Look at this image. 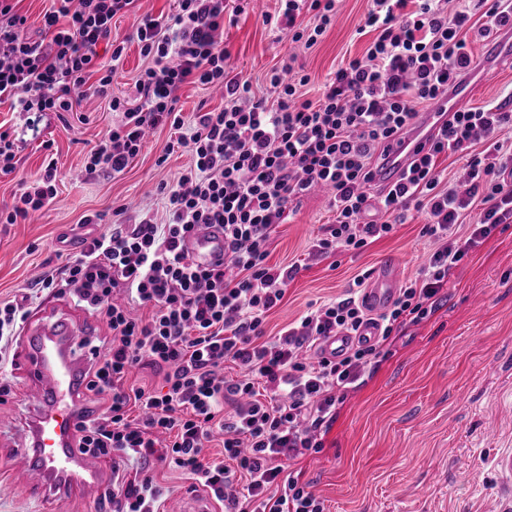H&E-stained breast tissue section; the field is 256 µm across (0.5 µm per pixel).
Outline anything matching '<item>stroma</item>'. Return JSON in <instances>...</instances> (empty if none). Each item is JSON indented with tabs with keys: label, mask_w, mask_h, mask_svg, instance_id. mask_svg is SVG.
<instances>
[{
	"label": "stroma",
	"mask_w": 512,
	"mask_h": 512,
	"mask_svg": "<svg viewBox=\"0 0 512 512\" xmlns=\"http://www.w3.org/2000/svg\"><path fill=\"white\" fill-rule=\"evenodd\" d=\"M238 21L224 27L230 74L250 77L258 91L282 58L295 55L309 81L301 92L316 100L342 61L364 55L371 40L359 28L368 0H341L332 27L311 49L292 44L263 22L276 0H229ZM134 19L114 18L112 36L127 40L123 63L112 79L117 94L131 92L146 59L130 42ZM474 69L466 105L502 106L512 112V60H486L485 40L470 44ZM105 99L87 96L73 111L48 114L37 138L22 143L15 173L0 175V208L12 206L20 180L55 161L57 195L43 212L21 224L0 223V302L32 294L30 312L72 300L40 289L46 275L62 267L85 233V217L111 221L113 208L127 204L162 217L156 188L191 163L189 154H167L168 128L149 132L142 152L118 175L89 173L86 156L111 127ZM51 149H44L43 141ZM328 194L311 191L300 199L287 224L277 228L270 263L306 259L282 302L266 319L265 333L277 335L309 309L335 300L356 276L374 273L385 261L397 266L398 282L413 277L432 245L421 234L424 212L410 211L405 223L359 253L312 255L320 227L332 220ZM8 395L0 397V419L23 422L29 414L27 388L17 367L0 372ZM11 432L0 433V468L12 471L0 486V512H45L24 485L26 455ZM512 450V223L497 227L469 259L448 274L437 311L402 328L387 358L357 390L348 392L320 452L300 465L304 481L323 500L326 512H512L493 456Z\"/></svg>",
	"instance_id": "1"
}]
</instances>
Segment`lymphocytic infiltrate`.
Segmentation results:
<instances>
[{
	"instance_id": "obj_1",
	"label": "lymphocytic infiltrate",
	"mask_w": 512,
	"mask_h": 512,
	"mask_svg": "<svg viewBox=\"0 0 512 512\" xmlns=\"http://www.w3.org/2000/svg\"><path fill=\"white\" fill-rule=\"evenodd\" d=\"M51 2L34 39L27 17L12 0H0V104L69 112L81 96L108 99L117 119L89 150L90 173H122L147 131L161 126L172 133L168 152L192 158L158 187L164 223L118 207L108 230L85 237L80 254L43 281L76 297L108 329L87 343L85 396L99 413L79 438L112 461L102 512H158L157 462L208 489L225 512H324L293 461L320 452V435L347 390L387 357L392 336L435 313L449 271L498 225L512 223V113L495 107L453 112L396 183H373L385 143L415 122L419 105L446 96L471 71L469 31L487 37L512 28V0H478L485 7L480 24L470 10L450 9V0H370L363 29L374 40L363 57L341 64L314 101L301 97L307 80L293 78L289 64L272 73L271 89L261 95L249 80L229 76L225 0H174L164 20L140 14L138 0ZM278 2L265 24L307 47L336 19L338 0ZM130 14L151 64L133 94L116 95L112 77L125 45L113 42L108 69L97 46L110 40L114 18ZM187 84L222 89L223 108L185 123L177 103ZM463 150L465 178L442 184L439 156ZM57 180L52 164L22 179L0 222L48 208ZM316 186L332 190L334 220L316 238L315 255L363 251L413 209L426 211L421 233L435 249L379 314L380 339L311 363L306 354L322 339L369 321L363 302L350 295L265 335L268 313L302 267L268 265L271 236ZM205 224L224 232L225 261L209 269L196 267L183 249ZM117 291L128 302L115 303ZM136 304L152 307L150 319L133 316ZM137 366L163 371L161 387L128 385ZM229 368L234 377H226ZM216 429L223 434L219 460L205 453Z\"/></svg>"
}]
</instances>
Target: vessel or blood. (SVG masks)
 Here are the masks:
<instances>
[{"label": "vessel or blood", "instance_id": "1", "mask_svg": "<svg viewBox=\"0 0 512 512\" xmlns=\"http://www.w3.org/2000/svg\"><path fill=\"white\" fill-rule=\"evenodd\" d=\"M469 92L461 85L449 90L427 109L402 137L387 148V160L375 173L381 184L395 181L414 158L417 149L438 133L447 113ZM184 249L198 267H205L224 254V233L219 227L204 228L188 236ZM395 276L391 263L378 269L374 285L364 294L371 311L387 307L394 299ZM84 331L79 315L49 310L24 327L17 343V360L30 390L33 408L21 427L30 455L26 485L33 497L54 505L68 498L95 494L110 471L104 459L75 445L77 426L83 420L80 400L84 390L83 358L66 353L64 344ZM374 324L357 333L339 334L321 341L320 356L333 359L358 342L374 341Z\"/></svg>", "mask_w": 512, "mask_h": 512}]
</instances>
